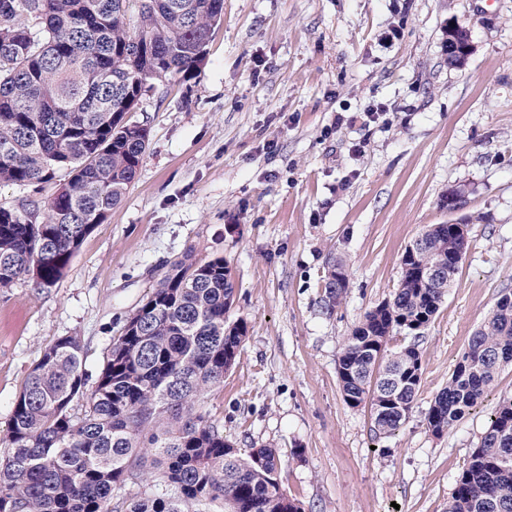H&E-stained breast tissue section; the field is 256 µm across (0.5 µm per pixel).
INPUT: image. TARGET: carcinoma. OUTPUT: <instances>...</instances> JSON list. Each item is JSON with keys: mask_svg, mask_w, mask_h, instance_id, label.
I'll return each mask as SVG.
<instances>
[{"mask_svg": "<svg viewBox=\"0 0 512 512\" xmlns=\"http://www.w3.org/2000/svg\"><path fill=\"white\" fill-rule=\"evenodd\" d=\"M224 0H0V183L65 179L48 202L0 207V288L29 277L53 286L84 239L136 178L149 128L126 100L158 79L186 80L206 58ZM468 236L429 224L404 250L392 298L367 312L337 359L344 401L369 405L380 435L409 418L422 375L417 340L442 304ZM186 253L126 322L93 385L84 344L64 336L29 372L12 408L0 462V512H302L278 480L265 446L243 458L196 408L224 383L248 328L229 319L232 270L222 257ZM444 270L441 281L425 275ZM321 309L332 315L348 288L328 265ZM413 342L391 352L393 336ZM512 364V291L471 337L425 417L442 435ZM76 401L83 413L72 414ZM133 476L157 481L146 497L114 502ZM448 512H512V400L493 411L455 481Z\"/></svg>", "mask_w": 512, "mask_h": 512, "instance_id": "obj_1", "label": "carcinoma"}]
</instances>
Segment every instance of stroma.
<instances>
[{
	"label": "stroma",
	"mask_w": 512,
	"mask_h": 512,
	"mask_svg": "<svg viewBox=\"0 0 512 512\" xmlns=\"http://www.w3.org/2000/svg\"><path fill=\"white\" fill-rule=\"evenodd\" d=\"M471 53L448 65V28ZM133 120L150 130L135 181L64 276L0 288V436L28 373L80 336L97 374L127 318L193 253L233 272L248 335L197 407L240 455L265 445L304 512H448L512 367L443 435L425 414L512 289V0H224L203 64L162 79ZM465 194L468 247L419 344L422 379L392 436L347 405L336 363L366 312L392 296L401 257ZM342 262L333 315L322 279ZM323 288L321 309L324 314L330 316L342 302L348 288V274L342 263L334 261L328 265L323 278Z\"/></svg>",
	"instance_id": "stroma-1"
}]
</instances>
